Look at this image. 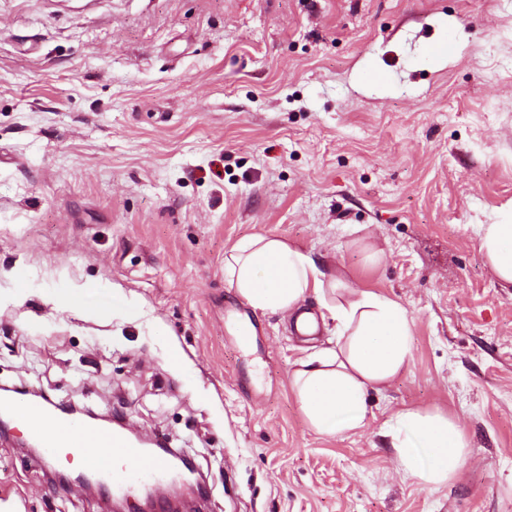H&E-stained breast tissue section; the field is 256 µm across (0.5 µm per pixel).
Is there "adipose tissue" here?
I'll return each mask as SVG.
<instances>
[{"label": "adipose tissue", "mask_w": 512, "mask_h": 512, "mask_svg": "<svg viewBox=\"0 0 512 512\" xmlns=\"http://www.w3.org/2000/svg\"><path fill=\"white\" fill-rule=\"evenodd\" d=\"M481 249L503 286H512V222L480 227ZM237 293L262 312L294 309L309 293L332 292L326 310L336 323V345L293 372V387L310 426L338 435L365 425L368 387L392 381L409 357L411 320L393 299L325 279L314 259L273 236L240 239L224 261ZM392 446L406 472L442 485L464 463L466 443L448 417L419 411L394 415L387 424Z\"/></svg>", "instance_id": "ef3b65f1"}]
</instances>
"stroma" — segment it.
Instances as JSON below:
<instances>
[{
    "label": "stroma",
    "mask_w": 512,
    "mask_h": 512,
    "mask_svg": "<svg viewBox=\"0 0 512 512\" xmlns=\"http://www.w3.org/2000/svg\"><path fill=\"white\" fill-rule=\"evenodd\" d=\"M0 154V383L168 438L204 512H512V288L479 235L512 220V0H0ZM246 236L406 309L362 429L309 426L292 373L335 324L241 298ZM408 409L460 426L448 483L384 436ZM53 468L0 441V512H112Z\"/></svg>",
    "instance_id": "35a3bbf8"
}]
</instances>
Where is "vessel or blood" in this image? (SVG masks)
I'll use <instances>...</instances> for the list:
<instances>
[{
  "mask_svg": "<svg viewBox=\"0 0 512 512\" xmlns=\"http://www.w3.org/2000/svg\"><path fill=\"white\" fill-rule=\"evenodd\" d=\"M0 414L22 426L45 455L65 459L72 469L98 477L120 495L140 487L162 489L172 475L168 460L141 448L128 430L59 413L52 400L1 393Z\"/></svg>",
  "mask_w": 512,
  "mask_h": 512,
  "instance_id": "1",
  "label": "vessel or blood"
}]
</instances>
